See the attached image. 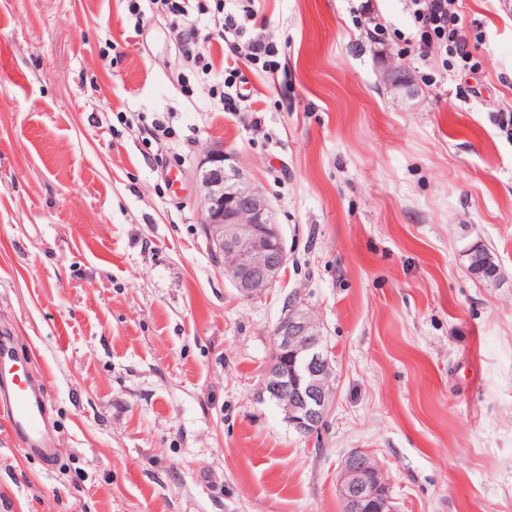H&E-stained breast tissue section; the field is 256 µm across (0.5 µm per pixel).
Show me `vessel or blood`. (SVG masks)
Here are the masks:
<instances>
[{"instance_id":"vessel-or-blood-1","label":"vessel or blood","mask_w":512,"mask_h":512,"mask_svg":"<svg viewBox=\"0 0 512 512\" xmlns=\"http://www.w3.org/2000/svg\"><path fill=\"white\" fill-rule=\"evenodd\" d=\"M0 406L5 408L11 431L26 451L45 466H53L54 450L41 443L47 416L46 388L31 384L24 362L15 357L5 336H0Z\"/></svg>"}]
</instances>
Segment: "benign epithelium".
<instances>
[{
    "label": "benign epithelium",
    "instance_id": "obj_1",
    "mask_svg": "<svg viewBox=\"0 0 512 512\" xmlns=\"http://www.w3.org/2000/svg\"><path fill=\"white\" fill-rule=\"evenodd\" d=\"M195 177L203 192L199 223L210 253L238 293L260 297L259 291L275 286L288 260L270 199L222 147H209L200 155ZM274 336L279 360L267 367L260 396L275 404L297 434L310 437L333 409L327 390L334 388L336 376L323 324L295 297L276 323ZM337 492L344 512H395L385 473L364 449L341 462Z\"/></svg>",
    "mask_w": 512,
    "mask_h": 512
}]
</instances>
